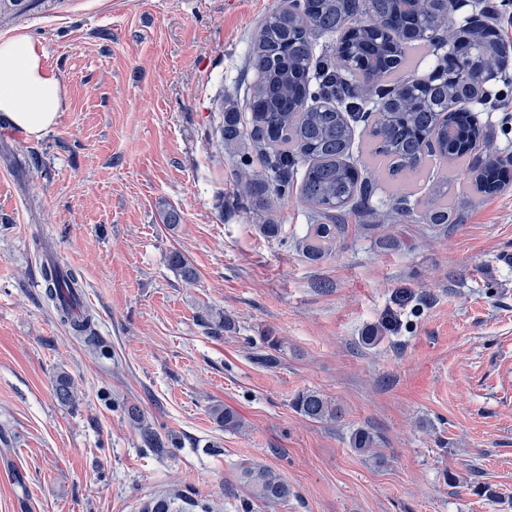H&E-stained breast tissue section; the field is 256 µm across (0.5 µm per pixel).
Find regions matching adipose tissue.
Masks as SVG:
<instances>
[{
	"instance_id": "1",
	"label": "adipose tissue",
	"mask_w": 512,
	"mask_h": 512,
	"mask_svg": "<svg viewBox=\"0 0 512 512\" xmlns=\"http://www.w3.org/2000/svg\"><path fill=\"white\" fill-rule=\"evenodd\" d=\"M62 104V82L42 43L26 34L1 39L0 113L38 138L56 124Z\"/></svg>"
}]
</instances>
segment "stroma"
Returning <instances> with one entry per match:
<instances>
[{
	"mask_svg": "<svg viewBox=\"0 0 512 512\" xmlns=\"http://www.w3.org/2000/svg\"><path fill=\"white\" fill-rule=\"evenodd\" d=\"M282 4L56 0L0 27L38 39L66 92L40 138L0 114V512H150L162 498L172 512L188 499L243 512L250 463L292 486L277 512H512V112L490 100L476 115L487 139L469 160L500 159L495 192L472 191L456 162L393 178L354 153L382 203L343 215L335 252L310 261L297 242L319 218L300 177L256 206L221 143L223 112L251 124L249 50ZM32 152L38 165H24ZM442 189L447 223L394 211ZM268 206L273 238L257 229ZM174 251L195 283L169 267ZM47 256L81 273L100 351L44 302ZM210 309L233 328L212 330ZM372 327L379 343L361 345ZM267 336L278 361L264 366L253 354ZM62 371L76 406L54 397ZM305 389L341 416L296 413ZM216 404L241 428H220ZM132 405L162 447L142 443ZM359 428L382 462L351 448Z\"/></svg>",
	"mask_w": 512,
	"mask_h": 512,
	"instance_id": "obj_1",
	"label": "stroma"
}]
</instances>
